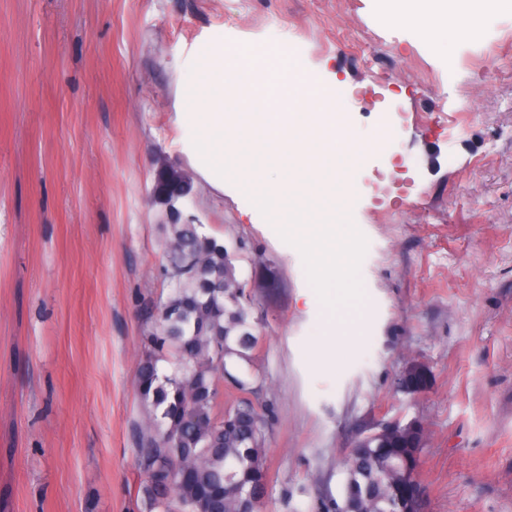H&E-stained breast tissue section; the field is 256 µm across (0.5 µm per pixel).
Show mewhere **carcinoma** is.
Instances as JSON below:
<instances>
[{"mask_svg": "<svg viewBox=\"0 0 512 512\" xmlns=\"http://www.w3.org/2000/svg\"><path fill=\"white\" fill-rule=\"evenodd\" d=\"M162 271L180 269L166 280L167 292L144 311L152 329L143 338L138 365L146 420L132 429L134 467L143 477L142 512H199L203 492L218 488L210 512L255 508L245 497L266 496L269 461L266 421L261 409L237 392H257L255 368L260 337L249 323L251 307L234 287L235 257L202 224L165 221ZM167 310L162 319L153 309ZM224 349L219 357L215 349ZM230 407L236 419L224 424ZM387 435L375 431L350 449L342 501L329 512H398L387 478L398 463L375 455ZM194 472L181 484L178 470Z\"/></svg>", "mask_w": 512, "mask_h": 512, "instance_id": "cac0c4a2", "label": "carcinoma"}]
</instances>
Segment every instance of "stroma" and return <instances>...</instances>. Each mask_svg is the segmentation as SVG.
Returning <instances> with one entry per match:
<instances>
[{
	"mask_svg": "<svg viewBox=\"0 0 512 512\" xmlns=\"http://www.w3.org/2000/svg\"><path fill=\"white\" fill-rule=\"evenodd\" d=\"M396 10L410 0H0V512H140L131 430L169 171L253 301L263 512H322L349 448L393 421L422 429L424 512H512V64L470 71L489 44L512 56V7H485L446 59ZM218 39L347 82L336 146L360 153L347 212L369 320L335 374L307 361L299 251L191 161L183 80ZM189 194L188 183L176 173L170 172L157 181L154 189V198L159 200L163 197L171 199V201H179L187 198Z\"/></svg>",
	"mask_w": 512,
	"mask_h": 512,
	"instance_id": "obj_1",
	"label": "stroma"
}]
</instances>
